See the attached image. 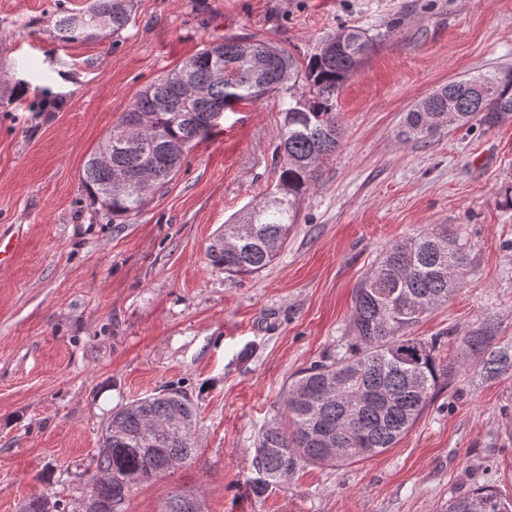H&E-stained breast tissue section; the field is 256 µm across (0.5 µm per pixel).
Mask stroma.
<instances>
[{
  "label": "stroma",
  "mask_w": 512,
  "mask_h": 512,
  "mask_svg": "<svg viewBox=\"0 0 512 512\" xmlns=\"http://www.w3.org/2000/svg\"><path fill=\"white\" fill-rule=\"evenodd\" d=\"M88 0H0V512L88 492L113 407L174 385L199 409L195 458L133 486L127 512L175 494L203 512H444L488 485L512 496V371L470 367L387 451L308 464L263 497L254 448L293 376L349 339L352 292L392 242L447 226L472 272L412 333L461 336L485 320L512 345V119L401 134L405 114L448 81L512 69V0H133L121 32L61 42L56 16ZM382 41L342 87L340 146L302 200L287 246L231 276L207 250L264 201L278 175L281 99L226 111L173 180L116 224L83 166L136 95L228 36L304 60L341 26Z\"/></svg>",
  "instance_id": "stroma-1"
}]
</instances>
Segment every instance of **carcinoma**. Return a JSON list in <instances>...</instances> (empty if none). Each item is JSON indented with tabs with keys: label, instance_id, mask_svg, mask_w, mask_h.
Instances as JSON below:
<instances>
[{
	"label": "carcinoma",
	"instance_id": "cac0c4a2",
	"mask_svg": "<svg viewBox=\"0 0 512 512\" xmlns=\"http://www.w3.org/2000/svg\"><path fill=\"white\" fill-rule=\"evenodd\" d=\"M131 0H90L64 13L51 33L62 41L98 31L123 30ZM344 38L346 50L316 51L305 64L266 41L226 37L145 86L112 128V163L102 167L92 152L83 184L114 218L127 219L177 173L188 150L210 137L221 113L269 93L285 108L275 147L280 160L274 191L236 221L224 225L208 248L211 265L231 275L258 273L271 265L297 223L304 197L315 187L324 160L339 145L337 94L372 52L380 34L341 26L323 43ZM202 89L184 96V83ZM450 81L407 113L404 133L425 138L442 127L474 119L488 127L512 117V70ZM121 180L124 186L110 189ZM471 263L466 244L448 233L424 231L390 244L353 292L352 342L300 370L289 385L280 418L258 436L252 467L253 495L305 463L348 465L393 447L460 371L479 362L486 378L512 370V346H499L486 323L449 339L410 335L425 314L448 304L466 282ZM456 357L442 356L449 342ZM197 407L181 387H168L112 410L102 430L96 473L88 497L126 512L127 489L150 482L182 464L198 447ZM447 512H512V499L494 488L469 489L448 501Z\"/></svg>",
	"mask_w": 512,
	"mask_h": 512
}]
</instances>
